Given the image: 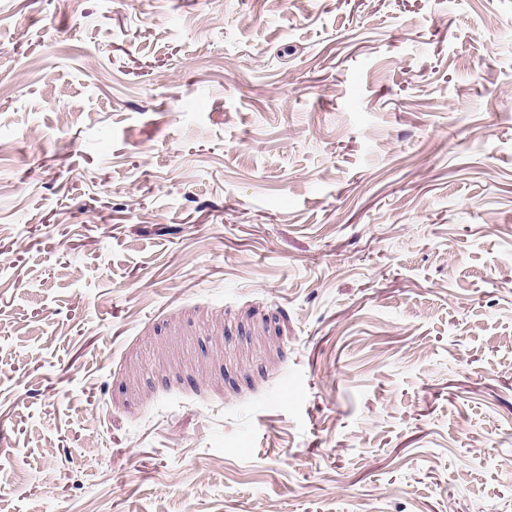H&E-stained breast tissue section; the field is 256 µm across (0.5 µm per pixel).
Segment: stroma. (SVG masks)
<instances>
[{
  "label": "stroma",
  "instance_id": "35a3bbf8",
  "mask_svg": "<svg viewBox=\"0 0 512 512\" xmlns=\"http://www.w3.org/2000/svg\"><path fill=\"white\" fill-rule=\"evenodd\" d=\"M512 512V0H0V512Z\"/></svg>",
  "mask_w": 512,
  "mask_h": 512
}]
</instances>
